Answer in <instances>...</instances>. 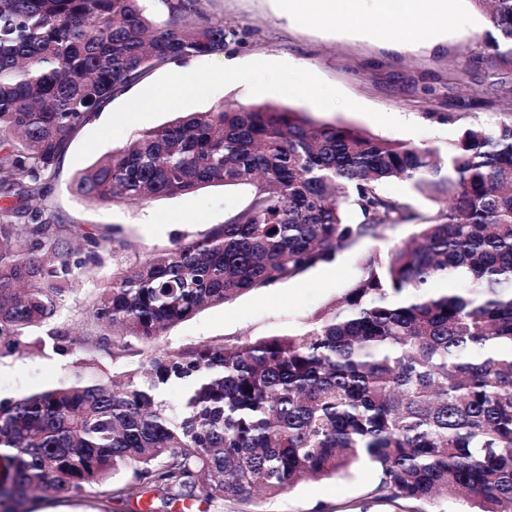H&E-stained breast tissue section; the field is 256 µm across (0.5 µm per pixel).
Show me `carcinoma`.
<instances>
[{
  "label": "carcinoma",
  "instance_id": "cac0c4a2",
  "mask_svg": "<svg viewBox=\"0 0 512 512\" xmlns=\"http://www.w3.org/2000/svg\"><path fill=\"white\" fill-rule=\"evenodd\" d=\"M472 2L488 15V55L512 70V0ZM237 37L200 0H0V360L24 347L72 359L56 383L0 396V512L37 491L209 507L360 463L403 512L461 499L512 512V356L499 353L512 346V113L468 123L444 152L270 104L178 116L71 190L146 202L220 183L251 196L130 268L116 248L131 243L61 224L42 203L112 97ZM392 181L414 195L388 194ZM401 225L411 239L364 256L357 282L296 332L165 341L209 306ZM109 260L87 314L54 324L70 281Z\"/></svg>",
  "mask_w": 512,
  "mask_h": 512
}]
</instances>
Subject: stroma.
Masks as SVG:
<instances>
[{
	"label": "stroma",
	"mask_w": 512,
	"mask_h": 512,
	"mask_svg": "<svg viewBox=\"0 0 512 512\" xmlns=\"http://www.w3.org/2000/svg\"><path fill=\"white\" fill-rule=\"evenodd\" d=\"M209 17L223 20L239 35L224 55L177 60L157 68L129 93L113 97L74 139L45 199L66 224L134 242L140 249L169 245L181 232H204L242 206L245 186L213 185L189 195L142 203L94 204L74 195L75 175L99 157L123 146L141 130L178 115L205 112L227 104L267 103L307 113L314 120L350 125L371 135L420 147L446 148L460 123L429 120L432 112L458 113L466 120L492 122L512 113V74L488 56L481 37L487 16L470 0H454L455 21L437 16L430 25L442 32L436 47L418 41L402 50L390 39L398 29L396 13L374 10L344 22L292 20L280 0H201ZM264 58V71L221 81L224 59ZM191 68L199 79L185 90L180 72ZM490 86L484 98L476 89ZM166 88L169 101L132 111L134 97ZM412 227L399 226L384 238L361 241L334 262L236 300L204 309L170 332L175 344L230 336H262L298 330L305 319L340 297L361 276L360 257L385 252L409 240ZM112 272L105 266L78 277L59 320L67 323L89 309L99 283ZM69 368L68 358L25 350L0 360V395L32 391L53 382ZM377 471L360 464L333 478L306 480L274 497L249 502L225 500L220 512H399L397 504L375 497Z\"/></svg>",
	"instance_id": "1"
}]
</instances>
